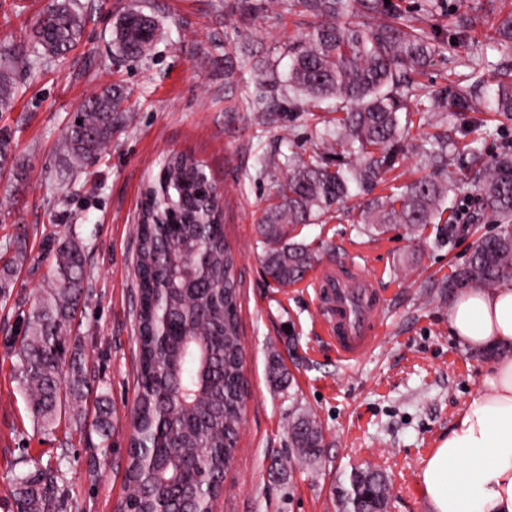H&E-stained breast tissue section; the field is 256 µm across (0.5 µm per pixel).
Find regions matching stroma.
<instances>
[{
	"label": "stroma",
	"mask_w": 512,
	"mask_h": 512,
	"mask_svg": "<svg viewBox=\"0 0 512 512\" xmlns=\"http://www.w3.org/2000/svg\"><path fill=\"white\" fill-rule=\"evenodd\" d=\"M58 0H0V47L35 45L38 19ZM83 15L79 44L64 56L38 51L29 68L13 71L11 109L0 112L21 167L0 176V254L22 251L15 286L0 296V512H16L15 479L59 467L65 512H114L127 492L126 468L136 402L138 364L137 241L132 227L150 186L169 156L199 161L223 198L224 234L241 280L245 410L234 461L224 474L216 512H342L350 475L372 467L391 486L386 512H429L424 461L468 401L480 390L487 359L463 348L448 331L449 296L429 284L466 263L473 247L501 226L482 207L469 144L484 133L483 157L492 162L512 142V123L494 113L459 112L446 126L448 173L459 189L448 205L466 230L447 246L428 227L423 244L405 227L358 234L371 198L431 174L419 144L428 124L412 127L385 183L360 194L318 224H301L297 240L317 248L319 265H357L373 281L381 303L380 336L344 360L324 330L307 281L281 288L266 276L257 222L283 174L276 165L285 131L295 149L312 154L335 124L334 102L314 113L279 112L257 123L252 95L269 65L288 69V43L311 20L285 13L272 0H70ZM512 0H444L431 26L441 32L422 83L442 90L472 78L468 59L506 64L486 37L500 7ZM130 10L154 17L162 37L137 59L114 53L120 18ZM123 91L127 119L108 145L78 166L62 161L60 141L83 102L107 87ZM25 234L18 246L17 234ZM71 235L87 257L82 305L72 325L74 349L94 387L55 429L30 414L15 377L19 333L53 256L49 239ZM279 362L291 389L269 376ZM113 409V430L93 423L99 395ZM312 409L329 441L317 464L294 462L288 446L293 403Z\"/></svg>",
	"instance_id": "35a3bbf8"
}]
</instances>
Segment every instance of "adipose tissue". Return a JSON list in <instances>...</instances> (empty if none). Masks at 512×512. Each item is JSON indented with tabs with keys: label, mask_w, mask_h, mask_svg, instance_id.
<instances>
[{
	"label": "adipose tissue",
	"mask_w": 512,
	"mask_h": 512,
	"mask_svg": "<svg viewBox=\"0 0 512 512\" xmlns=\"http://www.w3.org/2000/svg\"><path fill=\"white\" fill-rule=\"evenodd\" d=\"M448 329L465 348L499 356L425 461L423 493L431 512H512V283L462 289Z\"/></svg>",
	"instance_id": "1"
}]
</instances>
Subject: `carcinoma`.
<instances>
[{"label": "carcinoma", "mask_w": 512, "mask_h": 512, "mask_svg": "<svg viewBox=\"0 0 512 512\" xmlns=\"http://www.w3.org/2000/svg\"><path fill=\"white\" fill-rule=\"evenodd\" d=\"M280 9L300 7L314 26L288 45V73L270 70L253 94L258 123L266 124L280 104L264 87L288 90V108L309 112L336 100V131L326 133L323 150L306 157L283 154V179L263 213L259 234L267 275L281 288L302 280L317 261L310 246L292 240L290 228L314 224L332 209L379 183L406 145L412 115L492 112L512 122V69L497 73L492 99L478 85L431 90L417 81L439 35L422 20L405 17L385 0H278ZM82 17L70 5L51 9L35 37L44 51L61 56L82 34ZM157 36V26L140 27L131 14L118 26L115 48L140 56ZM487 38L512 48V9L500 16ZM14 97L10 73L0 72V110ZM125 96L106 88L86 100L64 139V161L92 158L111 140L124 118ZM425 152L436 167L447 161L448 142L433 135ZM336 155L331 159L330 155ZM19 168L9 135L0 132V174ZM166 196L149 192L135 235L139 241L137 403L128 454V492L117 512H213L224 482V466L234 460L242 420L243 347L240 340V281L224 237L218 197H210L203 166L184 156L168 158L158 174ZM456 184L440 172L402 186L370 204L360 229L381 235L405 225L417 236L439 225L437 242L454 226L443 218ZM485 208L500 223H512V146H504L483 173ZM51 276L30 310L16 355L19 382L32 415L43 428L89 393L85 368L71 344V327L83 295L85 255L74 237L52 244ZM512 274V230L485 239L468 262L431 287L479 285L492 288ZM96 427L104 437L110 407L99 396ZM288 446L302 463L314 464L326 447L315 415L294 405ZM343 498L347 512H386L389 486L376 470H357ZM17 512H60L51 469L17 478Z\"/></svg>", "instance_id": "carcinoma-1"}]
</instances>
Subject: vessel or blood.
<instances>
[{
	"label": "vessel or blood",
	"mask_w": 512,
	"mask_h": 512,
	"mask_svg": "<svg viewBox=\"0 0 512 512\" xmlns=\"http://www.w3.org/2000/svg\"><path fill=\"white\" fill-rule=\"evenodd\" d=\"M310 283L338 354L346 360L357 357L373 342L365 325L380 302L370 280H363L361 287L351 288L345 282L343 270L320 268Z\"/></svg>",
	"instance_id": "1"
}]
</instances>
